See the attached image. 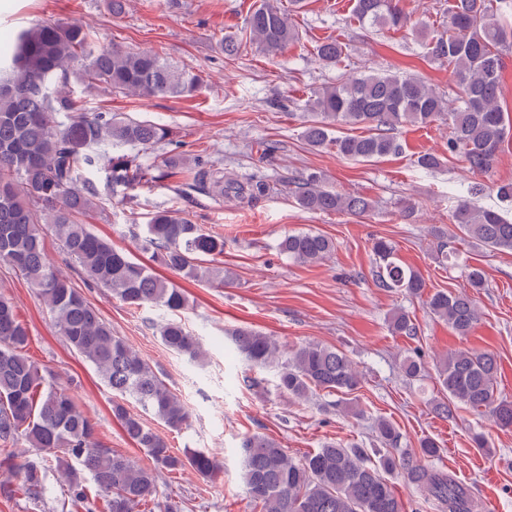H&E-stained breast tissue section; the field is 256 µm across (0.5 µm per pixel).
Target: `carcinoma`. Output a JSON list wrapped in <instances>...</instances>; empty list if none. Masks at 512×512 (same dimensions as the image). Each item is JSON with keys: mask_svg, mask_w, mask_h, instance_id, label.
<instances>
[{"mask_svg": "<svg viewBox=\"0 0 512 512\" xmlns=\"http://www.w3.org/2000/svg\"><path fill=\"white\" fill-rule=\"evenodd\" d=\"M354 13L371 28L401 30L409 22L398 0H354ZM509 13L512 0H448V26L424 46L429 55L448 60L459 83L454 100L417 77L375 71L350 75L319 88L308 100L303 138L315 148H334L343 158L368 161L402 151L397 136L402 125L445 120L450 129L448 153L462 157L473 172L490 171L508 134L499 99L504 56L512 49V26L505 20ZM296 39L290 13L275 0H264L248 15L245 38L227 35L221 49L235 57L249 42L275 55ZM346 51L337 39L316 48L319 61L328 65L340 63ZM80 86L144 98H186L199 91L201 78L192 68L151 50L102 46L94 31L77 21L25 28L12 53L0 57V261L40 293L57 332L95 366L117 396L113 417L149 462L140 464L95 437L93 423L75 400L47 382L25 354L27 329L14 304L2 297L0 451L8 460L10 448L24 441L41 454V461L19 468L22 487L36 503L46 491V472L56 470L70 497L85 502L88 512H143L150 502L159 512H179L175 503L155 502L157 474L189 466L211 478L219 465L204 449L174 452L161 434L120 402L134 398L171 431L188 426L190 413L184 403L123 338L112 334L98 310L58 271L46 250L45 231L95 286L129 306L164 308L167 317L158 326L162 344L196 363L201 358L199 342L177 319L188 307L185 291L92 233L86 218L118 190L149 189L162 179L175 180L174 189L190 201L232 196L252 203L267 197L271 186L264 180L240 183L200 157L175 149L164 158L160 174H152L137 151L173 144L172 130L122 113L88 112L76 92ZM338 126L363 127L370 133L336 135ZM101 162L109 170L104 193L86 176ZM288 190L298 206L315 213L364 215L373 208L363 197L326 187L316 175L290 179ZM452 217L457 237L490 251H512V221L498 210L462 200ZM430 234L442 261L455 255L447 232L433 227ZM142 246L153 261L187 278L231 283L221 270L206 266L224 253V238L180 209L153 213ZM277 250L297 263H317L332 255L335 244L323 234L299 231L285 235ZM372 251L378 287L399 288L422 299L428 313L458 336L473 330L478 321L475 295L486 287L482 269H466L470 294L428 293L425 280L398 261L391 242L380 238ZM389 327L395 336L417 333L413 318L403 311L391 317ZM231 341L253 367L285 357L278 386L298 401L317 390L350 396L360 387L359 371L335 347L309 341L282 351L271 337L249 327L233 330ZM400 369L410 380L423 379L428 374L424 353L414 350L402 359ZM434 371L442 394L432 401L437 415L450 420L464 406L501 428H512V401L496 396L499 364L494 354L451 351L436 361ZM376 431L385 447L373 456L364 448L329 442L296 459L265 434L241 437L239 453L250 499L261 504L263 512H403L387 479L396 472L438 512H471L465 488L427 464L439 454L433 439H421L419 449L410 452L397 448L400 432L390 421L378 419ZM71 458L82 469L73 468ZM85 470L92 475V487L86 484Z\"/></svg>", "mask_w": 512, "mask_h": 512, "instance_id": "carcinoma-1", "label": "carcinoma"}]
</instances>
